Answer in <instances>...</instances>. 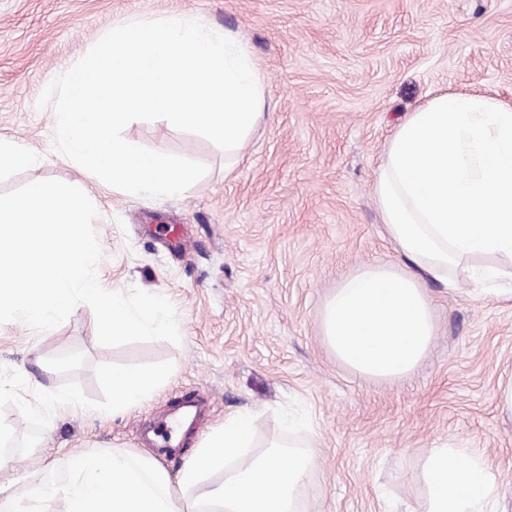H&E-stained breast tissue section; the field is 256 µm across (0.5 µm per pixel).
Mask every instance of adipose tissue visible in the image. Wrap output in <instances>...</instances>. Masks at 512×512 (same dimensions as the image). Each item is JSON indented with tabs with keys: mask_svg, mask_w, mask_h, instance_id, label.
Returning a JSON list of instances; mask_svg holds the SVG:
<instances>
[{
	"mask_svg": "<svg viewBox=\"0 0 512 512\" xmlns=\"http://www.w3.org/2000/svg\"><path fill=\"white\" fill-rule=\"evenodd\" d=\"M374 197L408 263L369 265L326 301L323 335L354 371L381 379L412 372L435 335L421 286L512 279V106L480 93H443L410 112L377 169ZM499 257L496 265L485 264ZM152 370L112 372V413L123 415L163 381ZM426 512H497L480 454L431 449L423 464Z\"/></svg>",
	"mask_w": 512,
	"mask_h": 512,
	"instance_id": "adipose-tissue-1",
	"label": "adipose tissue"
}]
</instances>
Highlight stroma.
<instances>
[{
    "mask_svg": "<svg viewBox=\"0 0 512 512\" xmlns=\"http://www.w3.org/2000/svg\"><path fill=\"white\" fill-rule=\"evenodd\" d=\"M180 13L234 33L270 104L237 159L166 121H134L125 139L205 164L181 196L113 193L56 152L45 86L113 26ZM443 92L489 93L512 105V0H0V140L36 159L0 170V192L56 179L99 211L102 286L164 295L181 344L105 347L79 305L43 333L0 324V423L35 444L0 456L15 489L40 486L72 455L156 451L139 438L183 395L204 404L199 436L254 416L258 456L283 437L279 408L309 413L318 463L308 512H422L430 449L483 454L499 512H512V418L495 394L512 379V299L424 282L436 334L418 367L360 375L321 333L325 300L365 266L405 262L373 196L375 172L409 112ZM163 370L152 397L112 414L111 374ZM28 380H21V371Z\"/></svg>",
    "mask_w": 512,
    "mask_h": 512,
    "instance_id": "1",
    "label": "stroma"
}]
</instances>
